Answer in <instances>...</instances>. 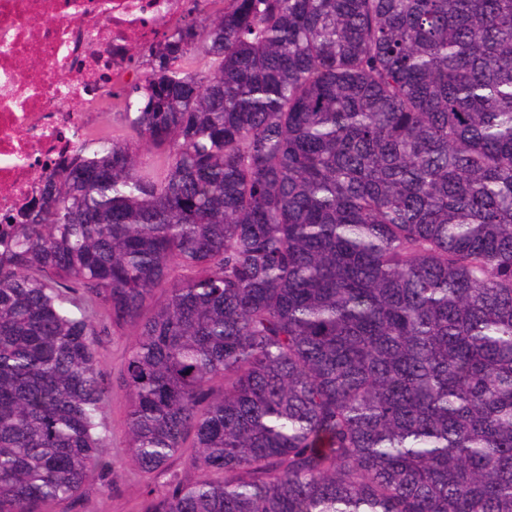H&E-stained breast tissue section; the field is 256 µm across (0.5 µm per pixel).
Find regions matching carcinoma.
I'll use <instances>...</instances> for the list:
<instances>
[{
    "label": "carcinoma",
    "instance_id": "carcinoma-1",
    "mask_svg": "<svg viewBox=\"0 0 512 512\" xmlns=\"http://www.w3.org/2000/svg\"><path fill=\"white\" fill-rule=\"evenodd\" d=\"M0 224V512H512V0H207ZM152 159L145 161L141 152ZM134 341L133 330L126 329L123 333L108 337L101 349V369L113 386L112 397L104 411L112 449L102 455L97 474L105 475L110 480L112 491L102 492L95 474L85 484L79 498L64 504H47L45 508L48 512H59L62 509L68 512H142L147 499L160 495L171 484L189 483L197 478V472L190 467L188 461L192 448H185L182 455L151 473L142 472L126 454L129 400L126 392L115 381L123 372Z\"/></svg>",
    "mask_w": 512,
    "mask_h": 512
}]
</instances>
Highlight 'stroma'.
Segmentation results:
<instances>
[{
	"instance_id": "stroma-1",
	"label": "stroma",
	"mask_w": 512,
	"mask_h": 512,
	"mask_svg": "<svg viewBox=\"0 0 512 512\" xmlns=\"http://www.w3.org/2000/svg\"><path fill=\"white\" fill-rule=\"evenodd\" d=\"M134 341V332L128 329L108 337L101 349V369L114 387L104 411L111 448L100 459L97 477L85 484L79 498L61 505L47 504V512H142L147 499L160 495L172 484L196 479L197 473L190 467L187 455L145 473L126 454L128 396L116 381Z\"/></svg>"
}]
</instances>
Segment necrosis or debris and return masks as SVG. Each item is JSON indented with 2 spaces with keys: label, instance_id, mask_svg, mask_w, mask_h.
Here are the masks:
<instances>
[{
  "label": "necrosis or debris",
  "instance_id": "necrosis-or-debris-1",
  "mask_svg": "<svg viewBox=\"0 0 512 512\" xmlns=\"http://www.w3.org/2000/svg\"><path fill=\"white\" fill-rule=\"evenodd\" d=\"M183 0H0V222H16L40 179L89 137L134 73L127 48L148 46Z\"/></svg>",
  "mask_w": 512,
  "mask_h": 512
}]
</instances>
